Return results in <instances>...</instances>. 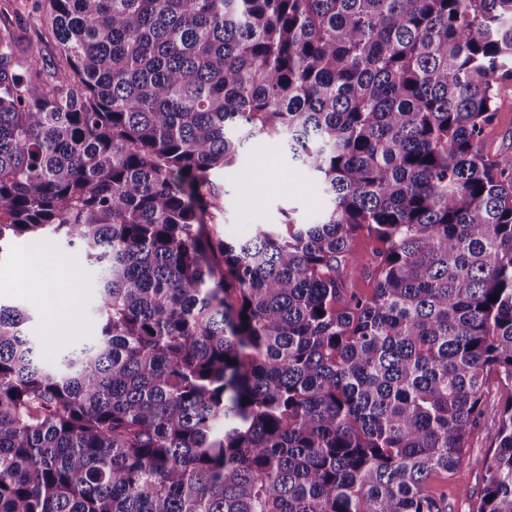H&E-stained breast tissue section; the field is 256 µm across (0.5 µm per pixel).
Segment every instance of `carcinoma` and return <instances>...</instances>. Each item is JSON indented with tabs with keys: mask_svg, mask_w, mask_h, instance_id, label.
I'll return each instance as SVG.
<instances>
[{
	"mask_svg": "<svg viewBox=\"0 0 512 512\" xmlns=\"http://www.w3.org/2000/svg\"><path fill=\"white\" fill-rule=\"evenodd\" d=\"M511 81L512 0H0V253L63 238L98 311L47 363L0 303V512H448L493 382L512 512ZM263 135L329 205L222 236ZM482 145L485 153L491 157L512 151V82L501 88L498 119L495 125L486 130ZM381 246L379 241L366 235H361L355 240L353 247L359 263L354 275L347 283V288H353V291L367 296L372 295L374 283L368 276L365 267L373 253Z\"/></svg>",
	"mask_w": 512,
	"mask_h": 512,
	"instance_id": "cac0c4a2",
	"label": "carcinoma"
}]
</instances>
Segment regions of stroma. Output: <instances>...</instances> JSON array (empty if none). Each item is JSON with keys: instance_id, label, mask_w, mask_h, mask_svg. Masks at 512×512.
Here are the masks:
<instances>
[{"instance_id": "1", "label": "stroma", "mask_w": 512, "mask_h": 512, "mask_svg": "<svg viewBox=\"0 0 512 512\" xmlns=\"http://www.w3.org/2000/svg\"><path fill=\"white\" fill-rule=\"evenodd\" d=\"M485 153L494 156L512 151V86L502 87L498 119L483 136ZM280 169L278 179H270V169ZM220 182L228 192L226 209L219 226L229 238L245 239L251 236L256 225L278 224L282 221V210L295 211L298 223H312L327 206L328 199L318 182L298 160L288 155L282 142L276 138L249 140L236 168L225 171ZM16 247L34 246L52 263L65 269V276L58 283L62 293L74 294L68 321L51 315L33 299L31 288L12 287L0 290V303L18 305L28 310L31 320L27 325L40 357L50 360L54 348L51 337L59 341L94 336L92 316L95 309V283L89 273L77 270L75 252L50 237L21 238ZM501 408L497 387H490L484 404V414L470 437V463L447 478L432 475L428 481L429 492L445 498L450 512H469L470 499L478 495L482 487L485 466L496 450V432Z\"/></svg>"}]
</instances>
